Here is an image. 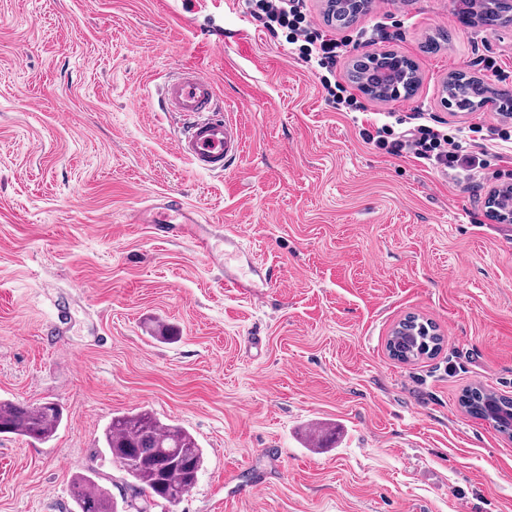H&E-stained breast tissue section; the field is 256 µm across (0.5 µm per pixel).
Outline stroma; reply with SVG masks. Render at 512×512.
<instances>
[{
    "instance_id": "1",
    "label": "stroma",
    "mask_w": 512,
    "mask_h": 512,
    "mask_svg": "<svg viewBox=\"0 0 512 512\" xmlns=\"http://www.w3.org/2000/svg\"><path fill=\"white\" fill-rule=\"evenodd\" d=\"M246 12L0 0V399L64 409L48 443L0 435V512H76L82 475L119 512H512V439L460 405L476 386L512 397V239L486 207L512 183V148L484 135L507 117L440 105L453 71L512 93V26L461 22L453 0H373L336 31L389 34L336 67L362 106L351 112ZM440 31L448 42L427 49ZM384 51L416 65L411 96L349 82L359 54ZM182 67L214 81L241 128L224 174L191 168L181 116L159 108L162 78ZM416 111L460 129L481 168L437 171L359 134ZM171 194L200 234L253 247L276 287L229 290L190 238L158 234ZM410 315L444 342L402 363L386 343ZM161 324L174 340L156 339ZM138 409L203 450L177 504L144 503L101 451L112 417Z\"/></svg>"
}]
</instances>
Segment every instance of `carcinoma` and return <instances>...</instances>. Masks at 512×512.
I'll return each mask as SVG.
<instances>
[{"mask_svg":"<svg viewBox=\"0 0 512 512\" xmlns=\"http://www.w3.org/2000/svg\"><path fill=\"white\" fill-rule=\"evenodd\" d=\"M458 2L465 3L482 25L497 26L494 14L489 11V0ZM473 82L475 78L468 74L451 72L443 86L448 97H463L468 95ZM402 327L404 324H398L387 342L393 358L408 362L423 355H433L440 349L442 336H406ZM492 403L512 411V399L484 388H470L461 397L466 411L490 422L498 432L509 434V430L500 428L499 421L493 416ZM63 417L62 406L53 401L36 405L0 401V434L46 443L54 437ZM103 444L112 462L118 464L137 490L152 501L162 499L170 504L177 503L180 497L176 493H186L194 487L204 462L202 449L187 429L165 423L146 410L112 417L103 434ZM71 495L77 512H117L104 490L90 476L75 482Z\"/></svg>","mask_w":512,"mask_h":512,"instance_id":"obj_1","label":"carcinoma"}]
</instances>
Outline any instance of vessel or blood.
<instances>
[{
    "label": "vessel or blood",
    "mask_w": 512,
    "mask_h": 512,
    "mask_svg": "<svg viewBox=\"0 0 512 512\" xmlns=\"http://www.w3.org/2000/svg\"><path fill=\"white\" fill-rule=\"evenodd\" d=\"M159 101L163 111L179 113L188 120L176 141L178 153L196 171L223 174L240 154L242 139L238 126L220 114L212 79L196 68H183L161 84ZM161 207L160 232L167 236L189 233L195 219L180 197H164ZM195 244L212 264L223 268L225 287L245 293L254 288V280L242 277L235 265L246 255L237 237L225 236L219 247L211 236L204 235L196 237Z\"/></svg>",
    "instance_id": "1"
}]
</instances>
